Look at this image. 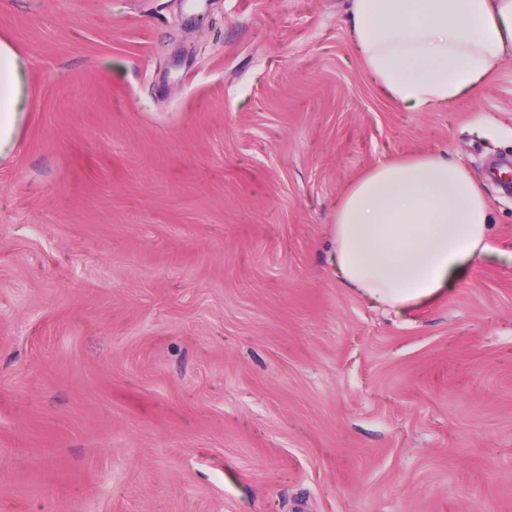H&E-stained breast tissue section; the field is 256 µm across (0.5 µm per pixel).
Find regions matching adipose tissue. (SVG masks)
I'll list each match as a JSON object with an SVG mask.
<instances>
[{
  "label": "adipose tissue",
  "instance_id": "1",
  "mask_svg": "<svg viewBox=\"0 0 512 512\" xmlns=\"http://www.w3.org/2000/svg\"><path fill=\"white\" fill-rule=\"evenodd\" d=\"M357 50L388 94L418 109L473 89L512 55V0H352ZM21 59L0 41V160L24 125ZM479 184L442 154L369 170L344 192L333 224L342 279L374 302L405 309L489 254Z\"/></svg>",
  "mask_w": 512,
  "mask_h": 512
}]
</instances>
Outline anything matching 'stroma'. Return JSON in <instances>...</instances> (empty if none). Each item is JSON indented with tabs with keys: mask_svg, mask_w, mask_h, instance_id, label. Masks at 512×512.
Listing matches in <instances>:
<instances>
[{
	"mask_svg": "<svg viewBox=\"0 0 512 512\" xmlns=\"http://www.w3.org/2000/svg\"><path fill=\"white\" fill-rule=\"evenodd\" d=\"M350 0H0V512H512V58L425 110ZM464 165L492 254L396 312L331 259L345 189ZM26 86L21 59L12 45L0 41V160L12 151L24 125Z\"/></svg>",
	"mask_w": 512,
	"mask_h": 512,
	"instance_id": "stroma-1",
	"label": "stroma"
}]
</instances>
